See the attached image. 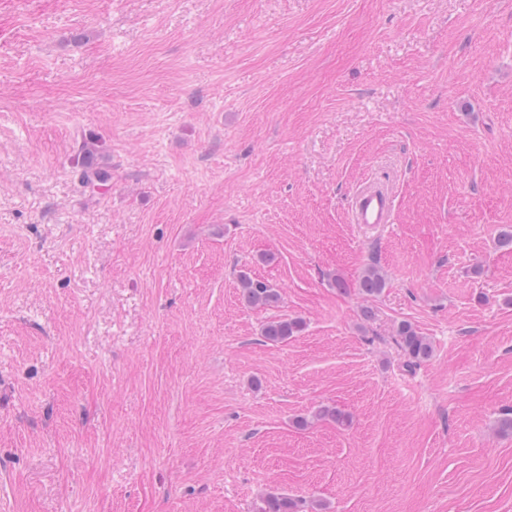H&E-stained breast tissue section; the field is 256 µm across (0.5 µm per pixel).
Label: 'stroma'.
<instances>
[{"label": "stroma", "instance_id": "obj_1", "mask_svg": "<svg viewBox=\"0 0 512 512\" xmlns=\"http://www.w3.org/2000/svg\"><path fill=\"white\" fill-rule=\"evenodd\" d=\"M510 230L512 0H0V512H512ZM393 198L388 189L376 184L364 186L354 197L352 220L355 224H364L381 228L391 224ZM385 284V277L380 269L374 265H369L359 277L358 288L366 296H375L385 288ZM237 282L243 302L251 308H266L280 301V292L269 280L239 270ZM302 327L303 323L298 319L274 318L263 324L261 336L268 342L280 343L294 336ZM399 346L408 358L409 365H417L429 360L433 354V345L426 337L407 322L401 323L397 329ZM259 512H299L298 503L285 494L273 493L262 500Z\"/></svg>", "mask_w": 512, "mask_h": 512}]
</instances>
